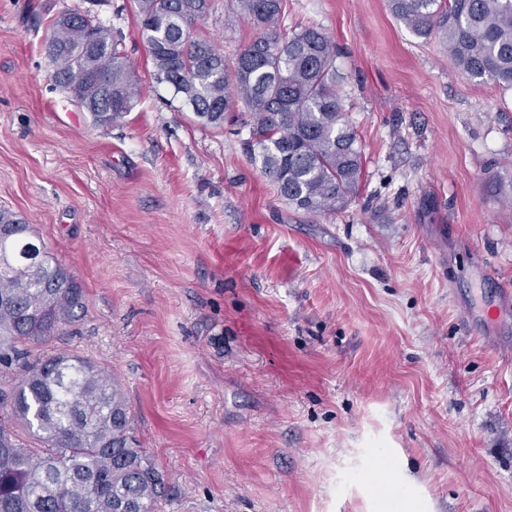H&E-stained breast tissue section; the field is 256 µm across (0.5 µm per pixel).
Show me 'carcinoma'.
Listing matches in <instances>:
<instances>
[{"instance_id": "carcinoma-1", "label": "carcinoma", "mask_w": 512, "mask_h": 512, "mask_svg": "<svg viewBox=\"0 0 512 512\" xmlns=\"http://www.w3.org/2000/svg\"><path fill=\"white\" fill-rule=\"evenodd\" d=\"M287 0H237L260 31L234 61L194 35L210 0H136L141 37L157 85H168L202 127L222 128L247 109V145L280 196L296 211L343 210L362 178L358 135L345 119L336 80V43L312 26L286 28ZM418 37L439 36L471 78L512 89V0H389ZM112 28L78 6L59 14L47 43L55 86L99 125L138 101L141 80ZM0 512H159L161 481L139 448L120 387L91 360L31 347L75 322L80 283L16 213L0 209ZM44 447L17 443L13 424Z\"/></svg>"}]
</instances>
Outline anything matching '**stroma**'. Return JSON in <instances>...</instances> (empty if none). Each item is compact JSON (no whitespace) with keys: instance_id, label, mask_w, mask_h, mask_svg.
I'll use <instances>...</instances> for the list:
<instances>
[{"instance_id":"1","label":"stroma","mask_w":512,"mask_h":512,"mask_svg":"<svg viewBox=\"0 0 512 512\" xmlns=\"http://www.w3.org/2000/svg\"><path fill=\"white\" fill-rule=\"evenodd\" d=\"M111 26L142 80L93 123L44 44L65 7ZM340 48L362 181L295 212L236 118L204 128L152 83L133 0H0V208L80 282V321L35 353L120 384L163 478L161 512H512V320L464 326L473 273L512 289V89L460 73L388 0H287ZM227 60L254 39L234 0L196 26ZM498 344H491V337ZM387 457L397 481L370 478Z\"/></svg>"}]
</instances>
